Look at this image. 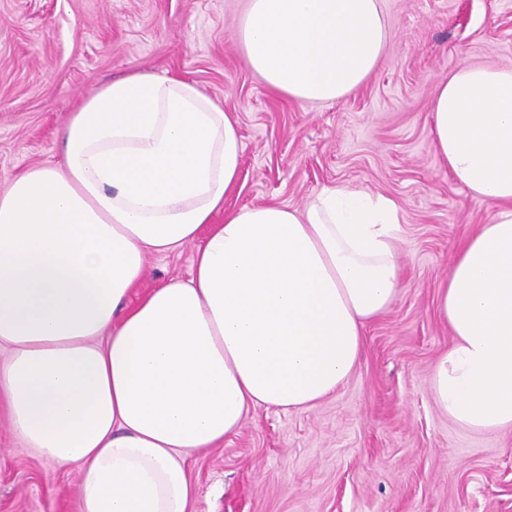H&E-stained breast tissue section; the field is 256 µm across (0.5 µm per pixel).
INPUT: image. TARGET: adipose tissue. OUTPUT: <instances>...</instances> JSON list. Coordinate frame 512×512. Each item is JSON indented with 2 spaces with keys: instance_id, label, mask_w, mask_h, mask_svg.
I'll list each match as a JSON object with an SVG mask.
<instances>
[{
  "instance_id": "obj_1",
  "label": "adipose tissue",
  "mask_w": 512,
  "mask_h": 512,
  "mask_svg": "<svg viewBox=\"0 0 512 512\" xmlns=\"http://www.w3.org/2000/svg\"><path fill=\"white\" fill-rule=\"evenodd\" d=\"M387 37L381 0H250L237 33L268 86L317 102L363 85ZM431 116L442 163L490 205L439 292L452 342L431 389L453 422L497 431L512 427V68L459 65ZM63 148V166L0 192V401L23 447L78 467L79 512H196L190 453L258 406H314L356 368L400 289L399 206L333 185L301 211L225 210L238 124L182 78L104 84ZM193 241L188 279L126 307L147 255Z\"/></svg>"
}]
</instances>
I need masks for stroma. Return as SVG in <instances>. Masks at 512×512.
<instances>
[{
  "instance_id": "obj_1",
  "label": "stroma",
  "mask_w": 512,
  "mask_h": 512,
  "mask_svg": "<svg viewBox=\"0 0 512 512\" xmlns=\"http://www.w3.org/2000/svg\"><path fill=\"white\" fill-rule=\"evenodd\" d=\"M389 39L374 74L332 102L271 90L236 30L247 0H0V190L63 161L71 112L140 70L185 78L237 120L225 210L303 209L326 186L397 201L401 289L366 328L360 361L308 409L260 406L193 455L197 512H512V430L474 433L434 401L448 349L438 292L455 244L489 211L437 157L430 109L461 62L512 67V0H382ZM194 245L149 255L126 299L187 279ZM80 474L23 448L0 407V512H78Z\"/></svg>"
}]
</instances>
